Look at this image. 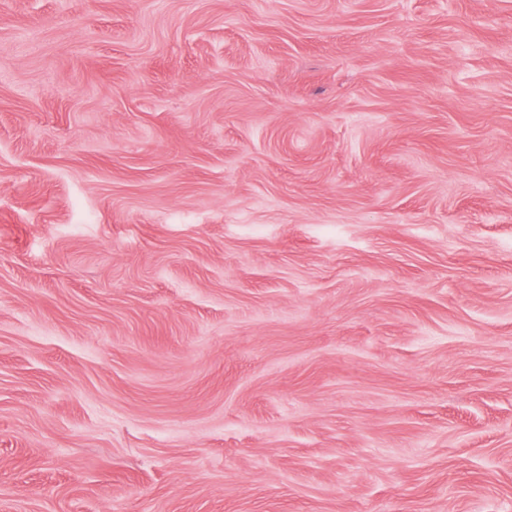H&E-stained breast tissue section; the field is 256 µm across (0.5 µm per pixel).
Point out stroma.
Segmentation results:
<instances>
[{"label": "stroma", "instance_id": "obj_1", "mask_svg": "<svg viewBox=\"0 0 512 512\" xmlns=\"http://www.w3.org/2000/svg\"><path fill=\"white\" fill-rule=\"evenodd\" d=\"M0 512H512V0H0Z\"/></svg>", "mask_w": 512, "mask_h": 512}]
</instances>
